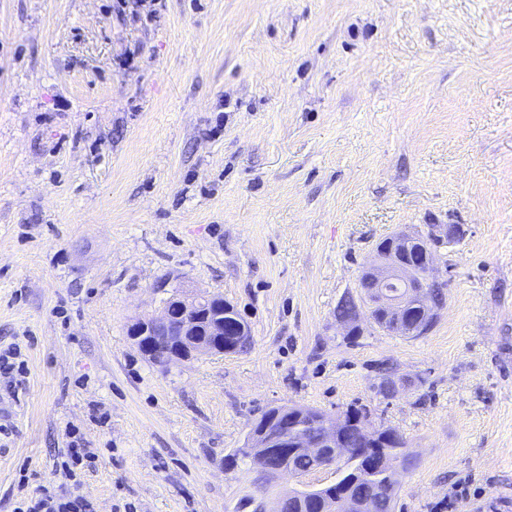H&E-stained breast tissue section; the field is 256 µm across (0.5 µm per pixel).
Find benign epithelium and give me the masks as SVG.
<instances>
[{"label": "benign epithelium", "instance_id": "1", "mask_svg": "<svg viewBox=\"0 0 512 512\" xmlns=\"http://www.w3.org/2000/svg\"><path fill=\"white\" fill-rule=\"evenodd\" d=\"M458 224H429L424 233L397 232L386 237L367 262L359 281L372 288L373 297L344 301L352 310L337 318L344 335L357 336L363 309L369 317L380 309L397 336H423L446 307L433 290L448 288L438 270L440 249L458 241ZM128 333L138 349L154 364L165 367L212 354H223L249 342V326L230 308L224 298L210 293L192 296L175 290L162 303L160 313L136 318ZM359 447L347 448L342 442L345 414L331 415L302 405L283 406L271 417L255 424L245 457L258 465L261 473L275 478L292 472L282 458L289 452L307 454L325 469L336 464V453L370 456L368 470L380 471L396 464L394 457L404 447L403 438L372 422L371 414L359 415L355 422ZM379 487L368 486L353 498L341 484L333 497L322 498L319 512H335L341 504L346 512H373Z\"/></svg>", "mask_w": 512, "mask_h": 512}]
</instances>
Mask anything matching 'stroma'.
Listing matches in <instances>:
<instances>
[{"label": "stroma", "instance_id": "obj_1", "mask_svg": "<svg viewBox=\"0 0 512 512\" xmlns=\"http://www.w3.org/2000/svg\"><path fill=\"white\" fill-rule=\"evenodd\" d=\"M458 224L418 338L363 319L377 244ZM252 346L166 368L163 282ZM0 512H258L335 483L229 463L270 408L368 406L393 512H512V0H0ZM404 391L384 396L383 376ZM89 507V503L83 499L64 498L43 489L41 496L31 499L26 509L20 507L18 512H87Z\"/></svg>", "mask_w": 512, "mask_h": 512}]
</instances>
